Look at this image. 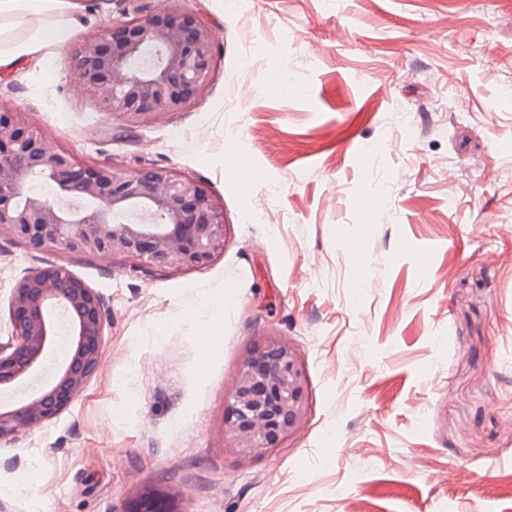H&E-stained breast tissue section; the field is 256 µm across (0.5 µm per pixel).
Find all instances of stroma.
Masks as SVG:
<instances>
[{
    "instance_id": "stroma-1",
    "label": "stroma",
    "mask_w": 512,
    "mask_h": 512,
    "mask_svg": "<svg viewBox=\"0 0 512 512\" xmlns=\"http://www.w3.org/2000/svg\"><path fill=\"white\" fill-rule=\"evenodd\" d=\"M228 2L185 0L217 70L145 125L73 94L76 48L87 18L168 0H64L42 22L66 42L0 72L79 158L175 167L229 226L181 272L0 239V343L30 268L66 266L107 318L82 394L0 447V512H122L149 486L188 512H512V0ZM272 335L301 355L307 414L248 458L224 400Z\"/></svg>"
}]
</instances>
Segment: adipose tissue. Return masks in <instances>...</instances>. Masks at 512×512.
Here are the masks:
<instances>
[{"instance_id": "adipose-tissue-1", "label": "adipose tissue", "mask_w": 512, "mask_h": 512, "mask_svg": "<svg viewBox=\"0 0 512 512\" xmlns=\"http://www.w3.org/2000/svg\"><path fill=\"white\" fill-rule=\"evenodd\" d=\"M60 2L61 0H0V68H8L30 55L35 46L46 37L65 41L64 28L47 30L32 23L34 17L57 9ZM22 21L32 25L29 36L23 39L9 36L10 26Z\"/></svg>"}]
</instances>
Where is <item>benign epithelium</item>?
I'll return each mask as SVG.
<instances>
[{"label":"benign epithelium","mask_w":512,"mask_h":512,"mask_svg":"<svg viewBox=\"0 0 512 512\" xmlns=\"http://www.w3.org/2000/svg\"><path fill=\"white\" fill-rule=\"evenodd\" d=\"M216 66L210 28L170 0L139 7L87 34L78 80L101 112L130 125L182 112L206 93ZM56 190L32 191L33 177ZM33 251L108 253L136 266L185 270L207 263L227 240L224 212L204 185L174 168L130 176L110 163H81L12 108L0 107V236ZM68 321V351L53 378L28 397L0 402V447L44 426L80 396L98 369L105 316L98 293L62 265L25 272L9 298L11 340L0 344V390L37 376L52 352L57 313ZM307 379L298 353L276 338L250 349L224 401V439L238 453L277 448L304 423ZM175 490L146 487L124 512H187Z\"/></svg>","instance_id":"benign-epithelium-1"}]
</instances>
